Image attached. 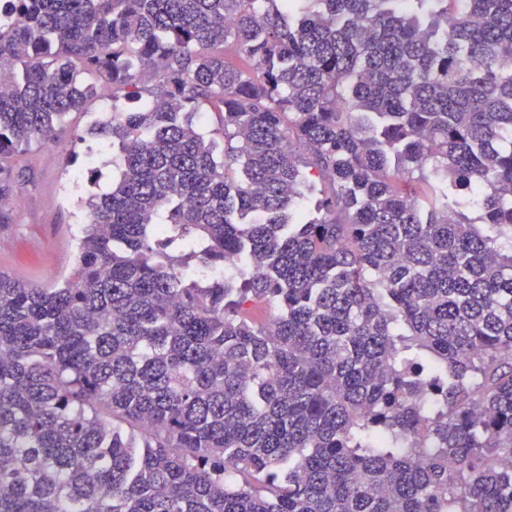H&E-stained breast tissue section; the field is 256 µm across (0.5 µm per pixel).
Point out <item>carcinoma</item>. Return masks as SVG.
<instances>
[{
    "label": "carcinoma",
    "instance_id": "1",
    "mask_svg": "<svg viewBox=\"0 0 512 512\" xmlns=\"http://www.w3.org/2000/svg\"><path fill=\"white\" fill-rule=\"evenodd\" d=\"M1 74L115 179L0 272V512H512V0H9Z\"/></svg>",
    "mask_w": 512,
    "mask_h": 512
}]
</instances>
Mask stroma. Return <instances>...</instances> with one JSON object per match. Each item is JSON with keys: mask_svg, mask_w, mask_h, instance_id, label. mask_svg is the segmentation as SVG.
Segmentation results:
<instances>
[{"mask_svg": "<svg viewBox=\"0 0 512 512\" xmlns=\"http://www.w3.org/2000/svg\"><path fill=\"white\" fill-rule=\"evenodd\" d=\"M107 105L106 97L94 98L86 111L66 118L55 143L35 142L26 153L0 160L13 173L6 206L11 221L0 223V271L45 285L75 266L85 221L79 200L112 180L111 148L87 134ZM91 153L105 161L101 171L88 168Z\"/></svg>", "mask_w": 512, "mask_h": 512, "instance_id": "obj_1", "label": "stroma"}]
</instances>
